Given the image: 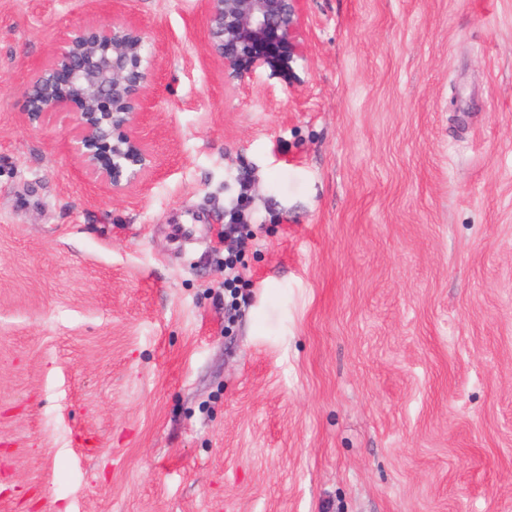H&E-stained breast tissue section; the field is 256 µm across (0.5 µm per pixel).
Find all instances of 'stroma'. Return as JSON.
I'll return each instance as SVG.
<instances>
[{
	"instance_id": "1",
	"label": "stroma",
	"mask_w": 512,
	"mask_h": 512,
	"mask_svg": "<svg viewBox=\"0 0 512 512\" xmlns=\"http://www.w3.org/2000/svg\"><path fill=\"white\" fill-rule=\"evenodd\" d=\"M121 9L160 59L116 195L24 113L111 8L0 0V512H512V0H299L234 79L205 0ZM238 210L230 215V224L224 225V243L231 239V234L234 235L232 242L236 243V247L229 245L224 249V282L219 288H224V305L226 310H232L238 305L239 299V282L241 281V273L238 269L239 261V248L245 244V241L251 240L254 237L250 224L236 223Z\"/></svg>"
}]
</instances>
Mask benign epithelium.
<instances>
[{
	"instance_id": "1",
	"label": "benign epithelium",
	"mask_w": 512,
	"mask_h": 512,
	"mask_svg": "<svg viewBox=\"0 0 512 512\" xmlns=\"http://www.w3.org/2000/svg\"><path fill=\"white\" fill-rule=\"evenodd\" d=\"M298 0H209L211 51L237 78L288 62L296 49ZM157 56L146 32L114 17L71 29L31 75L24 109L32 123L52 114L73 123L86 176L122 193L156 169L136 132L148 107Z\"/></svg>"
}]
</instances>
